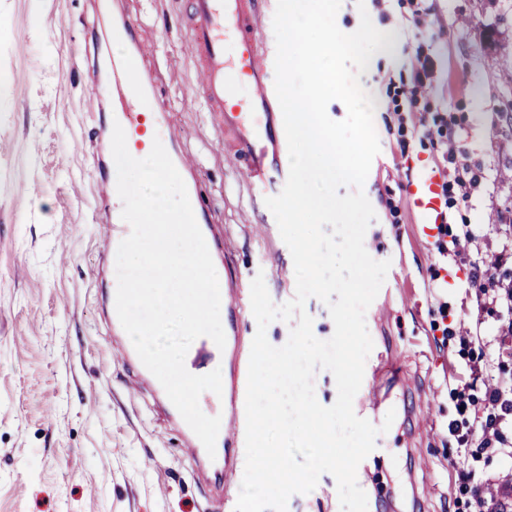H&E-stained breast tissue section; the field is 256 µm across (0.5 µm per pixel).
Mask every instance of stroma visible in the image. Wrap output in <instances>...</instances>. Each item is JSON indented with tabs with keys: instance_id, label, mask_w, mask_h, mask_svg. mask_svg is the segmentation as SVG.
I'll return each mask as SVG.
<instances>
[{
	"instance_id": "1",
	"label": "stroma",
	"mask_w": 512,
	"mask_h": 512,
	"mask_svg": "<svg viewBox=\"0 0 512 512\" xmlns=\"http://www.w3.org/2000/svg\"><path fill=\"white\" fill-rule=\"evenodd\" d=\"M117 8L141 21L158 96L186 129L181 148L231 241L224 280L263 275L278 305L296 293L295 277L276 270L293 259L271 211L224 163L184 50V0H0V512H225L196 483L156 393L128 398L134 370L110 357L116 268L99 278L94 263L106 220L96 179L116 173L112 100L89 88L112 80ZM364 12L397 49L361 77L381 146L363 187L376 213L365 238L390 267L365 315L374 347L353 409L377 427L395 419L360 486L368 512H474L476 496L489 502L512 484V465L471 459L457 441L481 438L489 413L483 380L463 369L492 357L494 381L512 384V312L472 279L481 259L512 287L502 250L512 238V0H342L338 28ZM424 169L442 175L443 229L459 241L445 253L443 229L419 223L408 194ZM287 512H341L335 478L291 496Z\"/></svg>"
}]
</instances>
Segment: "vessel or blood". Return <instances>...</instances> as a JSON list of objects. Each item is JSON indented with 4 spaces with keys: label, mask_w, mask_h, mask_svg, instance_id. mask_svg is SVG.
<instances>
[{
    "label": "vessel or blood",
    "mask_w": 512,
    "mask_h": 512,
    "mask_svg": "<svg viewBox=\"0 0 512 512\" xmlns=\"http://www.w3.org/2000/svg\"><path fill=\"white\" fill-rule=\"evenodd\" d=\"M183 16L186 47L198 65V78L211 117L224 136V154L242 170L245 180L258 192L283 188L288 171L283 159L288 152L283 116L278 110L274 88L275 70L272 57L263 40L261 0H186ZM118 34L121 47L112 54V83L107 92L119 105L114 119L125 133L139 132L153 126L173 147L171 160L180 175L190 167L176 147L178 135L167 113L152 104L154 75L145 63V49L137 18L120 20ZM441 177L435 170L417 176L409 187L417 207L420 223H440L438 206ZM187 191L197 224L210 254L222 253L224 241L209 223L208 204L197 181L188 180ZM121 206H113L111 222L104 224L102 235L107 245L116 247L131 232L121 217ZM239 293L238 281H229L223 291L229 318L224 328L225 347H217L209 337H199L190 353L206 348L211 367L228 366L229 377L222 394H209L205 413L220 416L218 444L233 445L246 429L244 368L250 350L239 336L236 318ZM114 342L124 365L133 366L137 380H146L150 371L141 362L120 321H113ZM179 431L185 449L198 465L196 476L210 483L212 476L231 473L233 465L226 452L208 456L207 451L187 425Z\"/></svg>",
    "instance_id": "b4317fda"
}]
</instances>
